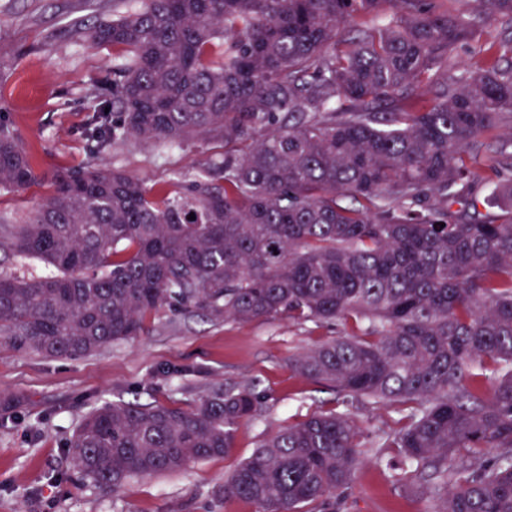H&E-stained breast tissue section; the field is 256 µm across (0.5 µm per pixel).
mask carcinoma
<instances>
[{"instance_id":"obj_1","label":"carcinoma","mask_w":512,"mask_h":512,"mask_svg":"<svg viewBox=\"0 0 512 512\" xmlns=\"http://www.w3.org/2000/svg\"><path fill=\"white\" fill-rule=\"evenodd\" d=\"M357 15L380 21L341 34ZM490 18L509 35L489 46ZM78 37L120 50L86 107L91 154L132 139L222 152L169 191L90 161L0 216L1 251L54 268L0 273V341L77 358L172 309L334 322L293 368L336 407L264 438L215 496L304 512L347 488L363 465L355 398L400 414L379 447L402 468L378 462L397 482L428 474L434 512H512V163L475 171L512 117V0H114ZM462 52L472 64L450 70ZM38 179L0 120V192ZM262 405L241 383L190 410L103 401L67 455L117 491L227 454Z\"/></svg>"}]
</instances>
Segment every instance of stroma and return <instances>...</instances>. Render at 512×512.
I'll return each instance as SVG.
<instances>
[{
	"label": "stroma",
	"mask_w": 512,
	"mask_h": 512,
	"mask_svg": "<svg viewBox=\"0 0 512 512\" xmlns=\"http://www.w3.org/2000/svg\"><path fill=\"white\" fill-rule=\"evenodd\" d=\"M112 17V0H0V118L20 134L40 182L0 193V214H24L48 194L53 174L88 160L85 106L112 77V48L81 46L80 26ZM217 154L202 143L119 146L102 163L157 188L194 179ZM335 324L281 317L249 323L167 311L142 336L70 360L0 345V512H256L214 490L259 441L293 421L336 405L335 391L291 368L299 354L335 336ZM230 383L266 398L226 455L173 474L131 480L120 492L82 479L65 448L82 416L102 401L161 402L185 409ZM365 462L348 488L312 512H433L426 482H396L377 461L382 431L399 415L349 400Z\"/></svg>",
	"instance_id": "35a3bbf8"
}]
</instances>
